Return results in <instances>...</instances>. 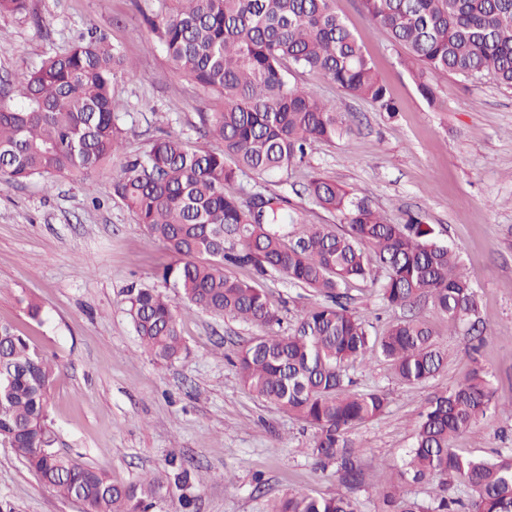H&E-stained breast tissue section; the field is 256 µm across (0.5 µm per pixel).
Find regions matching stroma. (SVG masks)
<instances>
[{
	"label": "stroma",
	"mask_w": 512,
	"mask_h": 512,
	"mask_svg": "<svg viewBox=\"0 0 512 512\" xmlns=\"http://www.w3.org/2000/svg\"><path fill=\"white\" fill-rule=\"evenodd\" d=\"M161 4L29 0L28 14H0V81H19L93 28L137 65L134 78H117L112 87L126 154H143L164 134L222 150L221 141L196 131L199 113L214 107L212 98L174 72L148 25ZM336 10L399 110L377 111L318 74L297 72L296 81L333 103L353 133L319 146L289 178L263 183L314 224L335 222L302 192L308 176L320 174L368 197L392 222L412 213L433 225L458 251L477 293L483 338L472 349L465 332H450L447 317L424 303L416 314L431 323L446 355L435 377L406 385L384 361L354 371L358 389L383 392L388 407L350 433L365 483L349 495L359 512H384L382 494L401 483L421 407L474 367L489 372L497 410L453 445L489 459L512 452V89L484 75L451 74L437 81L441 107L429 108L404 49L367 18L361 0H336ZM36 15L43 30L32 24ZM112 174L105 169L88 183L60 177L50 186L40 178L0 184V322L28 336L56 367L48 407L55 450L122 484L163 471L170 458L185 460L205 476L195 490L196 512H262L287 488L314 497L340 492L334 467H321L311 454L313 428L242 387L232 361L257 327L183 304L181 359L164 363L144 351L125 290L164 289L162 271L172 257L113 200ZM258 285L283 318L268 328L271 336L317 301L311 289L277 275ZM22 295L42 304L41 318L27 315L17 302ZM0 505L14 512H83L80 502L59 497L1 445Z\"/></svg>",
	"instance_id": "obj_1"
}]
</instances>
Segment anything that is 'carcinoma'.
I'll list each match as a JSON object with an SVG mask.
<instances>
[{
    "label": "carcinoma",
    "mask_w": 512,
    "mask_h": 512,
    "mask_svg": "<svg viewBox=\"0 0 512 512\" xmlns=\"http://www.w3.org/2000/svg\"><path fill=\"white\" fill-rule=\"evenodd\" d=\"M367 17L403 47L417 90L439 100L433 78L484 74L512 88V0H362ZM151 30L174 70L214 97L199 114L204 134L224 143L200 151L172 136L154 139L142 156L112 175V196L162 242L176 261L162 277L175 296L201 310L265 328L281 322L255 281L272 274L307 287L319 300L282 336L253 337L234 366L250 394L315 431L312 455L336 466L346 488L363 483L348 433L388 406L377 390L356 392L349 368L384 360L400 382L421 385L444 364L431 325L406 316L383 328L352 312L350 286L385 273L382 298L413 309L422 302L448 317V330L476 331L479 306L457 252L414 217L394 224L367 198L322 175L304 191L348 226L309 224L284 195L241 179L288 175L322 143L352 133L344 115L292 80L315 72L380 112L398 111L379 82L335 0H172ZM137 68L93 29L54 55L3 96L0 177L22 184L39 177L88 180L123 154L124 129L112 108V84ZM301 225L300 230L284 227ZM245 268L251 280L225 272ZM127 314L143 349L173 363L184 347L177 306L155 288L126 289ZM55 369L9 323H0V441L59 496L84 512H153L169 486L190 490L200 476L171 461L162 474L115 485L102 470L53 449L47 422ZM496 410L490 375L473 368L466 380L434 396L419 413L403 482L439 479L444 494L428 505L398 485L383 493L396 512H512V453L494 460L464 454L452 440ZM465 485L468 499L456 495ZM265 512H358L344 493L313 497L289 490Z\"/></svg>",
    "instance_id": "1"
}]
</instances>
